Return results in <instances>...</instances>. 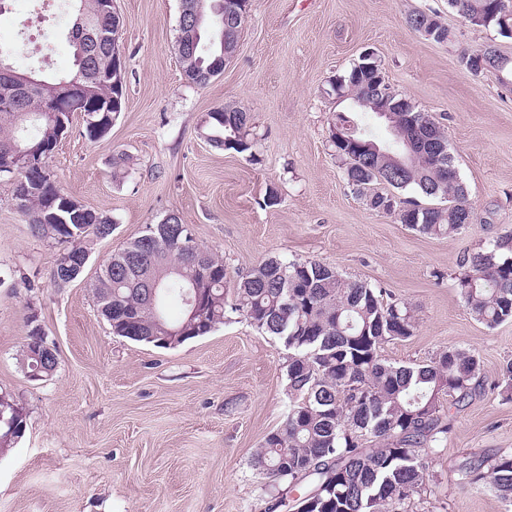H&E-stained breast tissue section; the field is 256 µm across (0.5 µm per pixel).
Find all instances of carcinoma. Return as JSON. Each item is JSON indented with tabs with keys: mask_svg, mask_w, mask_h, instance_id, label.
<instances>
[{
	"mask_svg": "<svg viewBox=\"0 0 512 512\" xmlns=\"http://www.w3.org/2000/svg\"><path fill=\"white\" fill-rule=\"evenodd\" d=\"M204 23L199 36L188 40L180 59L187 83L204 87L219 76L212 68L224 64L221 33L224 13L219 0H203ZM469 10L491 16L490 25L502 29L494 15V0H464ZM100 0H67L78 22L68 33L75 70L46 77V86L28 95L15 81L0 77V121L11 133L0 137V168L14 144L49 148L59 136L57 120L47 112L49 98H62L82 112L94 100L112 102L115 90L102 80L89 81L88 72L112 66L117 31L112 19L99 13ZM97 30L98 41H85L81 28ZM461 66L479 76L502 69L512 72V56L504 68L491 55L478 60L460 58ZM373 72L358 63L336 78L333 91L369 100L366 81ZM367 105L348 112L357 137L374 140L359 118ZM100 128L85 123L84 135L97 141L111 130V113L98 112ZM433 125L434 137L448 141L443 124L429 112H398L397 127L412 131V122ZM250 115L226 105L210 113L203 134L215 147L243 153L251 149ZM346 165L347 184L372 210L384 213L424 235L453 237L472 222L469 193L453 170L424 157L402 175L389 176L377 163L369 164L352 143H333ZM42 190L26 200L23 213L35 236L67 245L52 270L51 279H64L71 264L87 253L88 238L111 235L112 218L92 208L72 215L61 209L64 192L53 172L45 168ZM414 189L439 203L424 206L408 201L401 207L389 189ZM162 235L158 225L147 227L130 247L112 256L91 284V294L113 333L135 342L166 348L163 337L149 336L156 317L168 326L184 327L186 338L204 336L224 323L226 309L238 313L265 334L292 351L286 370L289 409L282 427L269 434L253 455V466L277 490L278 504L292 512H398L418 492L428 476V459L443 447L451 430V407H461L481 392L478 358L462 349H448L426 364L395 365L381 358L382 346L413 336L416 319L405 305L386 302L383 291L340 277L336 269L316 261L268 258L242 275L235 287V302L226 306L224 261L199 247L191 254L181 246L190 229L181 228L179 216ZM172 266L177 272L162 279L155 303L134 287L149 273ZM456 288L469 314L489 328L512 321V233L502 234L490 246L467 254ZM209 281L210 297L202 316L189 317L185 294L198 280ZM172 297L183 303L181 320L172 322L166 304ZM37 316L28 319L26 342L19 363L31 371L32 353L43 349L40 333L32 331ZM460 465L461 484L476 487L490 481L504 499H512V454Z\"/></svg>",
	"mask_w": 512,
	"mask_h": 512,
	"instance_id": "obj_1",
	"label": "carcinoma"
}]
</instances>
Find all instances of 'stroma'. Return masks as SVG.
<instances>
[{"label":"stroma","instance_id":"stroma-1","mask_svg":"<svg viewBox=\"0 0 512 512\" xmlns=\"http://www.w3.org/2000/svg\"><path fill=\"white\" fill-rule=\"evenodd\" d=\"M33 4L7 0L0 50L20 71L72 72L69 11ZM115 6L125 107L95 142L74 113L49 161L66 195L114 222L77 280L51 281L62 245L33 236L0 181V394L27 413L23 438L0 455V512H267L270 489L252 457L288 411L284 344L233 312L173 348L134 342L113 334L90 292L113 253L171 212L223 259L227 290L266 257L315 260L414 311V335L384 344L388 362L473 351L486 390L452 410L448 442L405 510L512 512L489 485L462 487L459 472L465 459L512 453V400L494 389L512 361V322L476 321L456 288L464 254L512 231V88L467 73L459 54L491 44L511 55L512 38L467 26L448 0H251L235 57L197 87L174 49L180 0ZM416 12L437 15L457 41L410 28ZM368 51L397 93L444 121L474 212L456 237L373 211L346 182L329 139L346 104L330 84ZM225 105L249 112L251 152L201 137L208 112ZM272 190L276 203L264 205ZM32 314L58 357L37 381L18 363Z\"/></svg>","mask_w":512,"mask_h":512}]
</instances>
